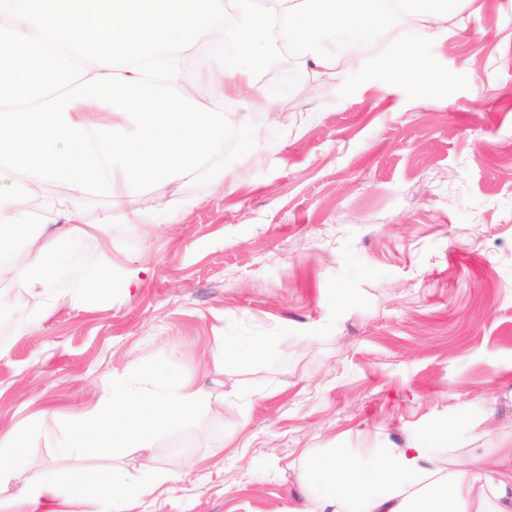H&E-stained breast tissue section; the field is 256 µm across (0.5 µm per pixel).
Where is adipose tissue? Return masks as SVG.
<instances>
[{"label":"adipose tissue","mask_w":512,"mask_h":512,"mask_svg":"<svg viewBox=\"0 0 512 512\" xmlns=\"http://www.w3.org/2000/svg\"><path fill=\"white\" fill-rule=\"evenodd\" d=\"M195 2L0 0V280L37 299L35 321L76 303L84 285L112 290L107 248L84 285L66 295L54 290L66 242L112 221L87 220L78 200L135 196L155 185L173 190L223 154L228 117L190 93L187 60L200 61L197 82L222 83L228 100L268 113L273 104L256 71L271 27L317 80L341 78L352 63L339 51L341 40L355 35L370 44L380 24L365 0H203L200 9ZM462 2L399 0L413 33L390 62L397 74L426 76L414 43L447 30ZM216 33L233 36L238 66H225L212 45ZM50 183L66 191L48 211L37 192ZM19 247L22 262L14 258ZM210 402L188 384L115 373L101 381L92 409L61 426L56 446L64 457H109L142 447L159 428ZM32 431L25 425L0 436V512H134L171 478L154 470L131 486L112 464L72 493V476L32 455ZM300 480L308 491L302 512H512V441L471 449L460 461L414 442L372 448L358 459L337 448L326 463L301 468Z\"/></svg>","instance_id":"adipose-tissue-1"}]
</instances>
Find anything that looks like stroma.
<instances>
[{"instance_id":"35a3bbf8","label":"stroma","mask_w":512,"mask_h":512,"mask_svg":"<svg viewBox=\"0 0 512 512\" xmlns=\"http://www.w3.org/2000/svg\"><path fill=\"white\" fill-rule=\"evenodd\" d=\"M408 28L386 12L339 80L282 94L287 58L260 69L273 114L235 107V137L179 189L176 218L129 223L147 193L82 199L89 219L112 222L77 243L55 291L105 246L116 283L41 324L33 298L13 307L0 435L37 423L36 457L84 477L96 458H60L51 436L73 403L94 406L103 378L159 371L203 388L221 417L203 407L148 448L116 449L128 482L149 464L179 474L136 512H299L302 463L436 448V420L454 427V459L511 439L512 9L471 0L445 36L418 42L433 79L386 64Z\"/></svg>"}]
</instances>
